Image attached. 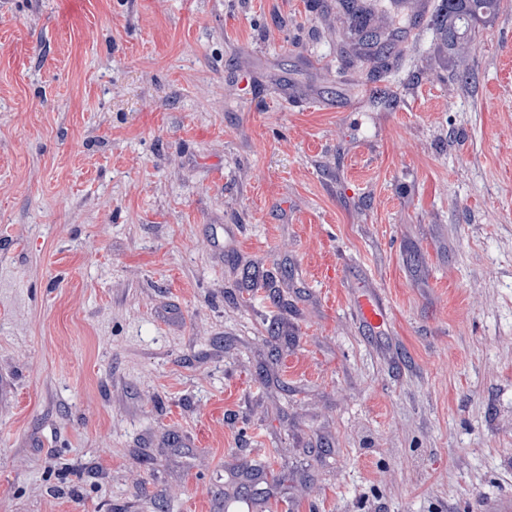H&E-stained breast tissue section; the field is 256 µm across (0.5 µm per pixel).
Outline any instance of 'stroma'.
<instances>
[{
    "label": "stroma",
    "mask_w": 512,
    "mask_h": 512,
    "mask_svg": "<svg viewBox=\"0 0 512 512\" xmlns=\"http://www.w3.org/2000/svg\"><path fill=\"white\" fill-rule=\"evenodd\" d=\"M440 2L375 83L336 0H0V512L512 501V0ZM500 0H442L431 18V25L447 45L457 48L461 42L476 34V24L486 21L495 12Z\"/></svg>",
    "instance_id": "1"
}]
</instances>
